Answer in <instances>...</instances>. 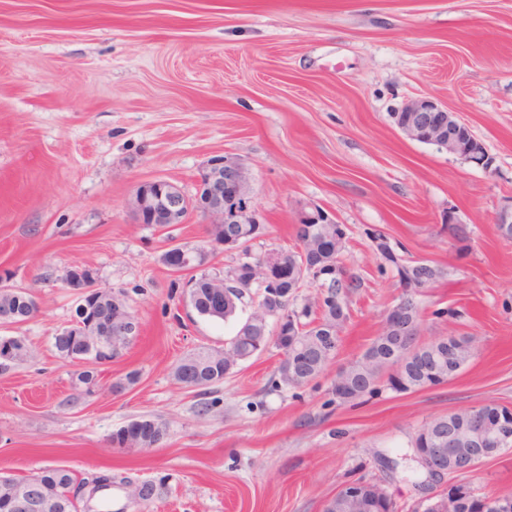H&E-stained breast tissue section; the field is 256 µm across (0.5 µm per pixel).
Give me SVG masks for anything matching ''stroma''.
<instances>
[{"instance_id":"35a3bbf8","label":"stroma","mask_w":512,"mask_h":512,"mask_svg":"<svg viewBox=\"0 0 512 512\" xmlns=\"http://www.w3.org/2000/svg\"><path fill=\"white\" fill-rule=\"evenodd\" d=\"M422 96L457 112L489 166L396 127L393 112ZM216 155L249 169L265 226L253 253L293 248L294 224L319 209L347 226L343 261L363 286L324 375L279 385L272 345L216 384L204 411L174 367L198 347L223 349L255 303L225 322L198 318L161 257L172 240L205 246V217L139 224L130 202L155 178L194 194ZM511 206L512 0H0V279L39 306L0 327L28 346L0 370V472L111 476L91 512H322L359 477L409 506L445 493L409 440L436 416L512 407V239L497 228ZM374 230L442 271L416 296L420 340L468 336L475 349L447 382H384L344 405L337 368L361 356L402 293L379 267ZM76 265L123 292L140 322L119 358L94 365L91 386L54 346L74 314L63 278ZM133 370L137 383L113 391ZM139 417L163 425L162 441L112 447ZM467 480L512 494V449ZM145 481L159 494L135 502Z\"/></svg>"}]
</instances>
